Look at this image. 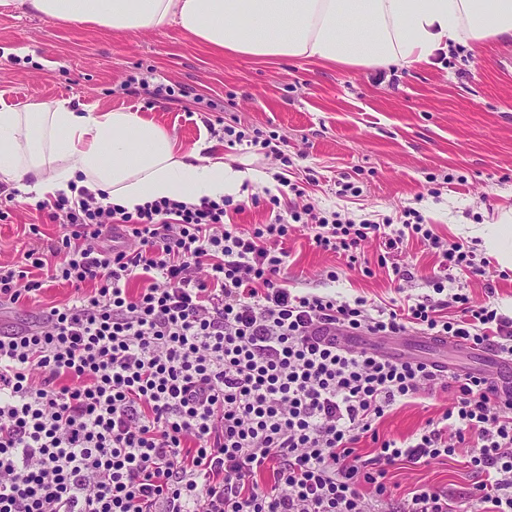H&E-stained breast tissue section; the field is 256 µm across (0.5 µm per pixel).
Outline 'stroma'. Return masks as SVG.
Instances as JSON below:
<instances>
[{
    "instance_id": "35a3bbf8",
    "label": "stroma",
    "mask_w": 512,
    "mask_h": 512,
    "mask_svg": "<svg viewBox=\"0 0 512 512\" xmlns=\"http://www.w3.org/2000/svg\"><path fill=\"white\" fill-rule=\"evenodd\" d=\"M69 100L97 110L128 109L155 119L186 151L221 156L265 176L281 174L304 185L305 201L354 220L400 218L417 209L444 242L473 249L477 272H460L461 285L477 303L490 302L512 318V271L479 246L478 233L512 209V43L457 46L442 64L385 72L323 66L300 59L267 61L213 53L171 27L159 34H115L97 27L62 24L0 6V105ZM245 133L274 136L288 156L230 145L211 134L209 122ZM351 182L358 195H341ZM0 220V263L20 261L26 227L39 225L51 243L66 229L31 209L18 193ZM308 226H297L287 249L285 284L294 293L364 298L387 307L404 299H442L432 280L437 249L404 242L393 256L407 278L392 281L378 242L362 243L359 260L319 250ZM337 280H329V271ZM73 288L46 283L38 301L0 312V330L34 323L41 309L71 301ZM368 346L424 362H447L457 373L476 369L473 354L436 350L416 332L395 338L371 336ZM436 389L396 405L378 424L380 437L402 440L438 418L452 402ZM466 450L414 467L390 468L391 500L382 512L417 486L466 500L476 480Z\"/></svg>"
}]
</instances>
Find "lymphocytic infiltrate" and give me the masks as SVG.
<instances>
[{
    "label": "lymphocytic infiltrate",
    "instance_id": "obj_1",
    "mask_svg": "<svg viewBox=\"0 0 512 512\" xmlns=\"http://www.w3.org/2000/svg\"><path fill=\"white\" fill-rule=\"evenodd\" d=\"M251 202L273 216L246 233L227 222L226 198L129 212L83 188L36 202L66 232L0 264V310L35 300L48 280L78 296L0 333V512H375L389 467L460 448L478 476L475 512H512V394L329 334L415 329L511 359L512 319L462 291L455 318L428 300L401 313L292 294L277 277L302 213L275 195ZM316 226V246L336 253L428 242L440 293L473 266L468 246L442 244L414 209L398 224L322 216ZM434 387L454 391L438 419L410 439H379L387 411ZM365 436L379 440L368 459L356 452Z\"/></svg>",
    "mask_w": 512,
    "mask_h": 512
}]
</instances>
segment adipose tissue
Returning a JSON list of instances; mask_svg holds the SVG:
<instances>
[{
	"label": "adipose tissue",
	"mask_w": 512,
	"mask_h": 512,
	"mask_svg": "<svg viewBox=\"0 0 512 512\" xmlns=\"http://www.w3.org/2000/svg\"><path fill=\"white\" fill-rule=\"evenodd\" d=\"M115 33L178 25L212 50L353 68L433 66L452 47L512 40V0H0ZM257 171L180 148L164 126L71 101L0 107V184L44 200L103 192L134 211L161 198H243Z\"/></svg>",
	"instance_id": "adipose-tissue-1"
}]
</instances>
